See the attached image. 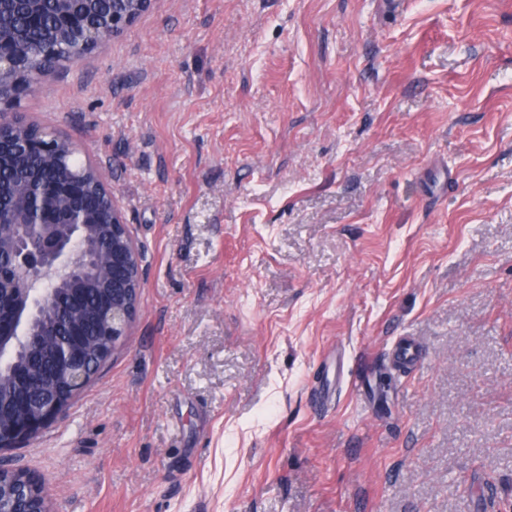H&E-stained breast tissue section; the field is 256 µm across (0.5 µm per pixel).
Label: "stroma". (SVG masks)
Returning <instances> with one entry per match:
<instances>
[{"mask_svg":"<svg viewBox=\"0 0 512 512\" xmlns=\"http://www.w3.org/2000/svg\"><path fill=\"white\" fill-rule=\"evenodd\" d=\"M21 110L143 269L106 367L0 452L50 512H512V0H155Z\"/></svg>","mask_w":512,"mask_h":512,"instance_id":"1","label":"stroma"}]
</instances>
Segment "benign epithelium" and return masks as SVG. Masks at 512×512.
I'll return each mask as SVG.
<instances>
[{"label":"benign epithelium","instance_id":"obj_1","mask_svg":"<svg viewBox=\"0 0 512 512\" xmlns=\"http://www.w3.org/2000/svg\"><path fill=\"white\" fill-rule=\"evenodd\" d=\"M15 0H0V168L15 167L13 178L0 179V224L13 232L0 237V306L10 315L0 318V347L16 336L39 334L58 365L66 372L72 393L33 403L29 394L48 390L53 376L33 369L17 372L21 396L15 404L28 412L0 419V450L15 448L62 416L75 394L90 382L76 348L83 342L89 320L106 325L105 335L117 348L129 335L143 285L141 255L101 169L89 158L79 160L78 145L56 128L26 121L19 112L22 97L41 80L81 60L120 35L153 0H109L110 10L99 14L102 0H54L55 20L43 44L54 46L35 59L22 50L27 33L8 27ZM79 35L80 54H60ZM104 254L89 249V225ZM69 286L64 320L39 332L33 330L40 308ZM98 288L94 308L87 307V289ZM18 480L17 495L47 500L34 479L0 468V482Z\"/></svg>","mask_w":512,"mask_h":512}]
</instances>
